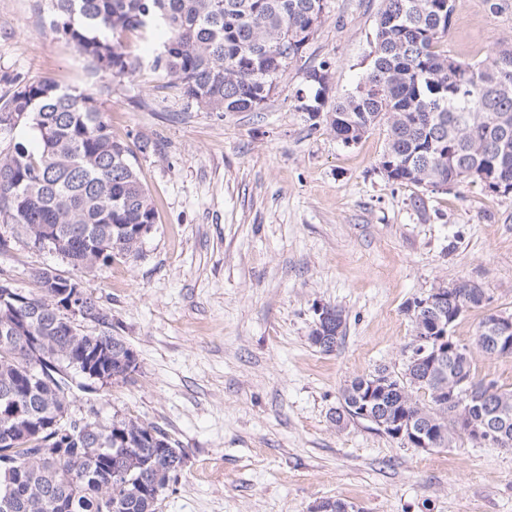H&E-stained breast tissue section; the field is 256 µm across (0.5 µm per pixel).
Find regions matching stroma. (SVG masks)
I'll return each instance as SVG.
<instances>
[{
	"label": "stroma",
	"instance_id": "1",
	"mask_svg": "<svg viewBox=\"0 0 512 512\" xmlns=\"http://www.w3.org/2000/svg\"><path fill=\"white\" fill-rule=\"evenodd\" d=\"M328 5L263 108L220 115L146 67L92 74L51 32L47 0H0V98L18 77L98 95L114 135L151 142L134 165L158 213L139 257L82 272L20 240L0 277L23 291L37 268L80 280L136 352L131 382L76 392L71 415L95 400L185 449L156 512H309L325 498L363 512H512V450L463 437L425 451L334 422L347 380L402 369L408 301L465 278L512 313V194L392 184L377 168L384 127L351 146L312 127L296 109L305 69L332 61L335 91L353 88L381 0ZM498 43L512 45V0H456L443 50L477 62ZM319 303L347 318L328 355L308 339Z\"/></svg>",
	"mask_w": 512,
	"mask_h": 512
}]
</instances>
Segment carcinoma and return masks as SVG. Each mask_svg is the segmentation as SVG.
Instances as JSON below:
<instances>
[{
    "label": "carcinoma",
    "instance_id": "obj_1",
    "mask_svg": "<svg viewBox=\"0 0 512 512\" xmlns=\"http://www.w3.org/2000/svg\"><path fill=\"white\" fill-rule=\"evenodd\" d=\"M373 49L362 80L330 96L332 63L304 73L296 95L308 113L345 146L386 127L378 169L397 185L432 192L479 184L512 194V46L475 63L437 50L447 40L455 0H382ZM328 0H51L50 28L95 72L115 77L143 65L181 88L207 112H255L276 81L300 59ZM160 32L149 60L121 51L125 32ZM28 127L37 151L12 139L0 146V254L23 237L50 247L79 269L138 255L157 210L134 168L129 144L112 135L96 97L63 89L48 78L16 80L0 104V130ZM36 291L0 288V512H155L185 458L159 427L132 416L102 417L96 405L70 415L71 389L95 394L97 383L125 382L137 371L130 345L110 331L109 313L82 291L85 320L103 327L84 333L66 303L74 279L34 272ZM445 318L485 308L483 289L468 279L445 288ZM406 304L413 336L438 337L434 313ZM487 311L474 341L490 343ZM343 311L333 308L327 341L308 339L324 354L342 344ZM460 379L483 395L471 413L480 426L487 409L512 390L475 376L472 358L448 357L441 371L427 359L406 358L352 378L341 391L336 420H364L403 444L413 427L430 449L446 448L469 423L456 425L450 389Z\"/></svg>",
    "mask_w": 512,
    "mask_h": 512
}]
</instances>
